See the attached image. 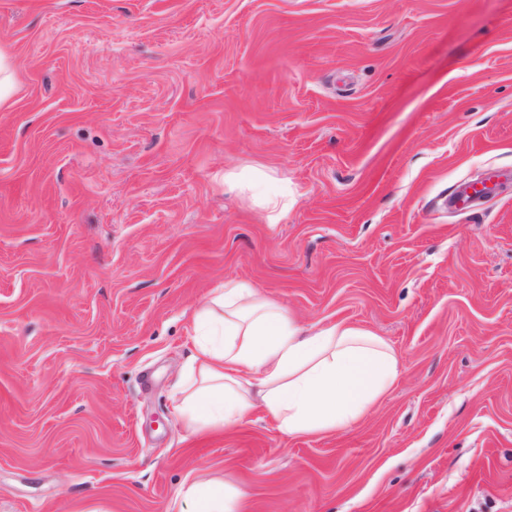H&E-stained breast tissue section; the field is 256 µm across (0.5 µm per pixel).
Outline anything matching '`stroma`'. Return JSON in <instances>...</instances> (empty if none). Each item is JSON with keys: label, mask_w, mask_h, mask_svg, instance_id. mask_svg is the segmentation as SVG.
I'll use <instances>...</instances> for the list:
<instances>
[{"label": "stroma", "mask_w": 512, "mask_h": 512, "mask_svg": "<svg viewBox=\"0 0 512 512\" xmlns=\"http://www.w3.org/2000/svg\"><path fill=\"white\" fill-rule=\"evenodd\" d=\"M0 49V512H512V0H0ZM229 278L376 333L389 392L188 432ZM15 92L13 63L7 55L0 51V107L5 105ZM261 177L251 171L230 172L224 175V186L230 190L251 193L253 200L267 212L268 223L276 224L288 211V195L262 192L259 189L263 180ZM191 491L196 501V510L194 512H223L225 510L224 497L221 494V489L216 485H194Z\"/></svg>", "instance_id": "35a3bbf8"}]
</instances>
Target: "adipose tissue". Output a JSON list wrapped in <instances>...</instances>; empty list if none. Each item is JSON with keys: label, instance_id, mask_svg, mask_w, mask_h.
Wrapping results in <instances>:
<instances>
[{"label": "adipose tissue", "instance_id": "ef3b65f1", "mask_svg": "<svg viewBox=\"0 0 512 512\" xmlns=\"http://www.w3.org/2000/svg\"><path fill=\"white\" fill-rule=\"evenodd\" d=\"M261 176L227 173L229 189L250 193L278 223L284 194L262 192ZM195 352L176 415L192 433L221 430L265 410L288 436L335 432L361 420L398 376L393 351L349 324L310 329L250 282L230 278L193 313Z\"/></svg>", "mask_w": 512, "mask_h": 512}]
</instances>
